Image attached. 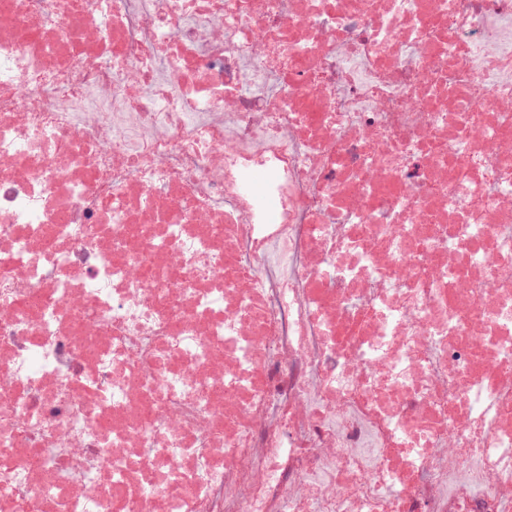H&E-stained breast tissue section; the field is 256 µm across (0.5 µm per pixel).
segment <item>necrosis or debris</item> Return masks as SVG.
<instances>
[{"mask_svg": "<svg viewBox=\"0 0 512 512\" xmlns=\"http://www.w3.org/2000/svg\"><path fill=\"white\" fill-rule=\"evenodd\" d=\"M0 512H512V0H0ZM266 179L267 176L264 172L254 173L251 178L252 188L256 194L258 205L264 210L269 221L273 223L276 220V207L274 201L263 193Z\"/></svg>", "mask_w": 512, "mask_h": 512, "instance_id": "obj_1", "label": "necrosis or debris"}]
</instances>
